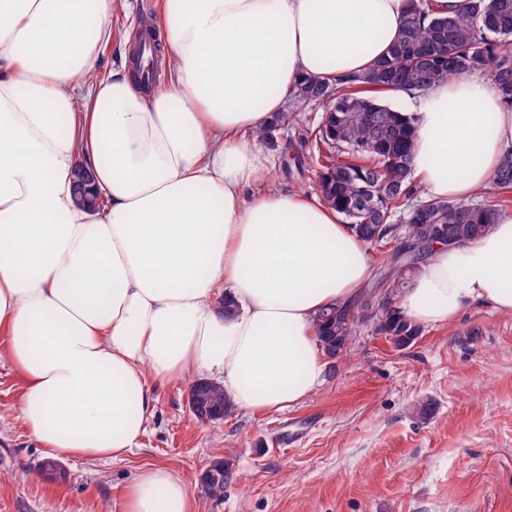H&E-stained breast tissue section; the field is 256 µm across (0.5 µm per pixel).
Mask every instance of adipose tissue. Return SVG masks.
I'll return each instance as SVG.
<instances>
[{"mask_svg": "<svg viewBox=\"0 0 512 512\" xmlns=\"http://www.w3.org/2000/svg\"><path fill=\"white\" fill-rule=\"evenodd\" d=\"M127 0H0V352L20 417L51 454L120 461L140 445L151 381L208 373L240 410L282 411L323 382L317 318L374 274L336 211L256 191V136L288 91L386 55L412 0H163L167 83L127 69L84 84ZM412 172L424 198L467 202L512 154V107L475 73L432 85ZM102 202L75 199L77 163ZM484 304L512 315V212L437 247L401 295L422 326ZM123 512H192L173 470H142Z\"/></svg>", "mask_w": 512, "mask_h": 512, "instance_id": "1", "label": "adipose tissue"}]
</instances>
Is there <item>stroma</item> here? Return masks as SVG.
I'll return each instance as SVG.
<instances>
[{
	"label": "stroma",
	"instance_id": "1",
	"mask_svg": "<svg viewBox=\"0 0 512 512\" xmlns=\"http://www.w3.org/2000/svg\"><path fill=\"white\" fill-rule=\"evenodd\" d=\"M161 0H128L87 82L129 66L143 17ZM190 380L153 383L140 446L119 462L47 457L19 418L23 379L0 359V512H122L124 487L162 465L186 481L193 512H512V315L477 305L427 326L399 349L359 325L350 356L328 361L322 385L280 412L234 410L204 423ZM216 461L222 497L197 477Z\"/></svg>",
	"mask_w": 512,
	"mask_h": 512
}]
</instances>
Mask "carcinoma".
Here are the masks:
<instances>
[{
	"instance_id": "1",
	"label": "carcinoma",
	"mask_w": 512,
	"mask_h": 512,
	"mask_svg": "<svg viewBox=\"0 0 512 512\" xmlns=\"http://www.w3.org/2000/svg\"><path fill=\"white\" fill-rule=\"evenodd\" d=\"M512 0H468L461 13L430 16L417 4L407 15L401 38L387 56L337 86L307 77L289 91L291 107L315 102L324 108L317 126L300 137V147L313 152L316 190L322 202L336 209L343 223L376 250L375 280L366 298L338 305L319 317L323 348L329 357L347 353L359 323L373 321L374 331L398 348L421 335L397 306L410 280L437 246H455L483 236L496 223L493 205L472 207L442 200L414 199L420 188L411 179L416 117L392 107L382 95L424 93L432 84L484 72L498 84L512 106ZM89 171L77 165L74 190L82 195ZM493 181L512 190V155L503 160ZM405 214L399 236L392 218ZM192 413L202 422L224 419L233 410L224 390L207 381L189 389ZM230 479L227 464L217 461L198 480L208 495L219 496Z\"/></svg>"
}]
</instances>
